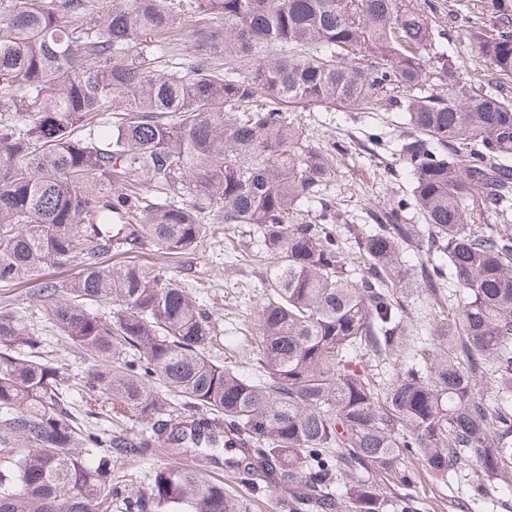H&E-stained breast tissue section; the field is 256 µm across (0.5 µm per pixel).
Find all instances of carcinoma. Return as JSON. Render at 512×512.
<instances>
[{
  "label": "carcinoma",
  "mask_w": 512,
  "mask_h": 512,
  "mask_svg": "<svg viewBox=\"0 0 512 512\" xmlns=\"http://www.w3.org/2000/svg\"><path fill=\"white\" fill-rule=\"evenodd\" d=\"M179 15L192 48L168 54ZM480 15L472 84L412 0H0V283L36 301L0 307V512H247L212 469L278 512H418L422 473L512 489V233L490 222L512 211V5ZM385 105L403 130L364 148L411 189L366 209L353 262L325 193L348 148L291 113ZM216 224L248 238L221 249ZM148 244L161 266L222 255L229 281L257 264L244 362L213 355L200 289L102 266ZM43 311L92 362L73 385ZM75 392L143 429L85 425ZM160 453L126 494L121 461Z\"/></svg>",
  "instance_id": "carcinoma-1"
}]
</instances>
